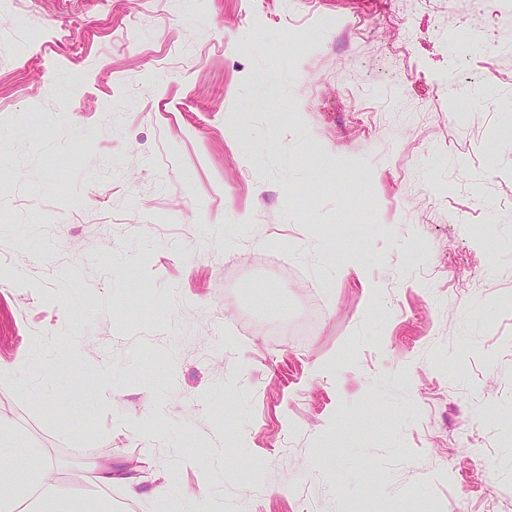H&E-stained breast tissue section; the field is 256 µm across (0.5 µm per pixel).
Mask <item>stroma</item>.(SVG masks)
<instances>
[{"instance_id":"35a3bbf8","label":"stroma","mask_w":512,"mask_h":512,"mask_svg":"<svg viewBox=\"0 0 512 512\" xmlns=\"http://www.w3.org/2000/svg\"><path fill=\"white\" fill-rule=\"evenodd\" d=\"M0 365L79 504L512 512V0H0ZM100 490L112 487V484L122 483L128 487L131 492H136L137 486L142 481V477L129 473L117 471L111 464L98 465L93 477Z\"/></svg>"}]
</instances>
